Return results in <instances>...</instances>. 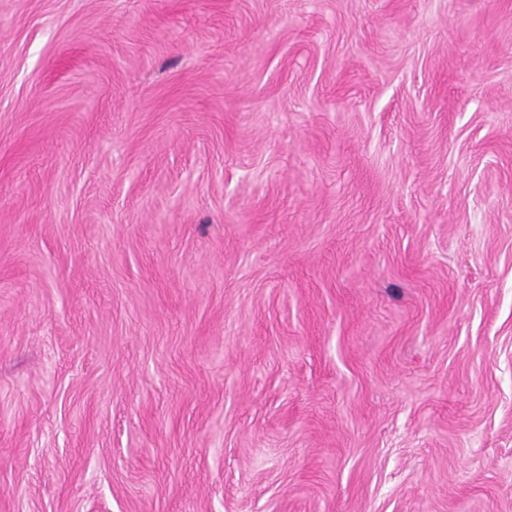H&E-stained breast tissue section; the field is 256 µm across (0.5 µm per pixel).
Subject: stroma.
I'll list each match as a JSON object with an SVG mask.
<instances>
[{"instance_id":"1","label":"stroma","mask_w":512,"mask_h":512,"mask_svg":"<svg viewBox=\"0 0 512 512\" xmlns=\"http://www.w3.org/2000/svg\"><path fill=\"white\" fill-rule=\"evenodd\" d=\"M0 512H512V0H0Z\"/></svg>"}]
</instances>
